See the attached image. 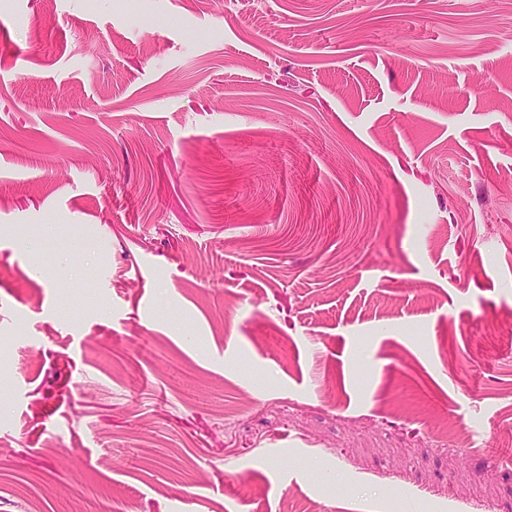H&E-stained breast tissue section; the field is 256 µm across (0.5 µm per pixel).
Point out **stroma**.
Returning <instances> with one entry per match:
<instances>
[{
    "label": "stroma",
    "mask_w": 512,
    "mask_h": 512,
    "mask_svg": "<svg viewBox=\"0 0 512 512\" xmlns=\"http://www.w3.org/2000/svg\"><path fill=\"white\" fill-rule=\"evenodd\" d=\"M512 512V0H0V512Z\"/></svg>",
    "instance_id": "35a3bbf8"
}]
</instances>
